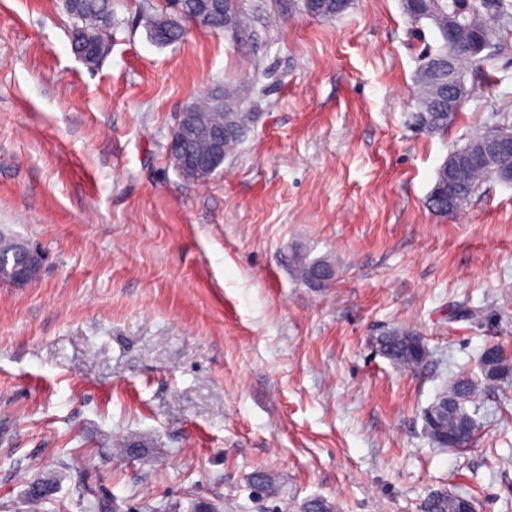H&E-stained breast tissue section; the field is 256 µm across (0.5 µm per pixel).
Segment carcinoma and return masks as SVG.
<instances>
[{"label":"carcinoma","mask_w":512,"mask_h":512,"mask_svg":"<svg viewBox=\"0 0 512 512\" xmlns=\"http://www.w3.org/2000/svg\"><path fill=\"white\" fill-rule=\"evenodd\" d=\"M196 0H178L173 6L171 0H148L145 6L150 38L161 45L183 39L186 26L193 15ZM453 0H417L413 5L404 2V10L409 19L418 24L431 21L438 30L440 44L428 47L421 57L417 74L419 86L417 111L411 114V125L428 133H440L448 129L455 120L456 113L448 112L444 98L438 96L437 86L448 82V8ZM348 5V0H325L318 17L330 20L340 15ZM471 9L479 16L492 12L502 20L512 17V3L509 0H474ZM66 10L72 26V42L75 52L89 66L98 63L105 48L107 31L112 27V0H66ZM224 10L228 15L215 16L210 27L224 29L229 23L237 40L253 36L251 14L242 6V0H224ZM459 33L453 45L459 47L483 42L491 48L493 31L489 27L475 29L472 19L463 16L458 21ZM456 68L464 73L469 65L481 67L489 55L470 52H456ZM189 121L200 128L202 133L187 143V151L202 160L208 161L213 169L224 164V156L232 154L244 138L253 114L245 111L239 89L228 86L214 96H207L190 105L185 111ZM488 177H497L482 163H469L453 170L448 176V163L438 169L435 183L426 198L427 206L434 212L448 214V194L455 195L454 204L464 205L474 193L477 185ZM26 262L24 251L15 246V240L6 238L0 248V281ZM294 266L300 279L309 285L322 287L330 281L327 273L329 265L309 262L302 256L295 257ZM378 351L393 364L417 370L428 363L429 353L413 330L399 326L376 337ZM479 365L486 382L500 381L512 374V360L504 357L503 351L491 346L482 351ZM479 384L472 378L456 376L439 399L429 407L428 417L424 418V429L430 439L444 448H458L475 439L479 420L468 412L466 405L475 401ZM57 488V481L50 475H43L31 481L26 491V499L32 503H43L50 499ZM459 495L446 490L435 491L421 504V512H459Z\"/></svg>","instance_id":"carcinoma-1"}]
</instances>
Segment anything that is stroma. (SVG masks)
<instances>
[{"label": "stroma", "instance_id": "stroma-1", "mask_svg": "<svg viewBox=\"0 0 512 512\" xmlns=\"http://www.w3.org/2000/svg\"><path fill=\"white\" fill-rule=\"evenodd\" d=\"M141 2L112 0L90 67L65 0H0V231L43 256L36 283L0 282V512H30L38 473L59 477L41 512H85L81 484L116 512H420L440 489L512 512V379L481 384L470 447L423 428L483 349L512 357V185L425 205L451 151L512 126V22L489 18L492 82L428 134L409 116L439 34L402 0L332 20L262 0L252 39L193 27L168 46ZM228 85L249 130L186 181L166 152L179 114ZM298 252L334 266L327 287L298 279ZM396 326L426 366L377 351ZM259 472L278 497L255 495ZM378 351L393 364L412 370L427 365L429 353L412 329L399 326L375 339Z\"/></svg>", "mask_w": 512, "mask_h": 512}]
</instances>
